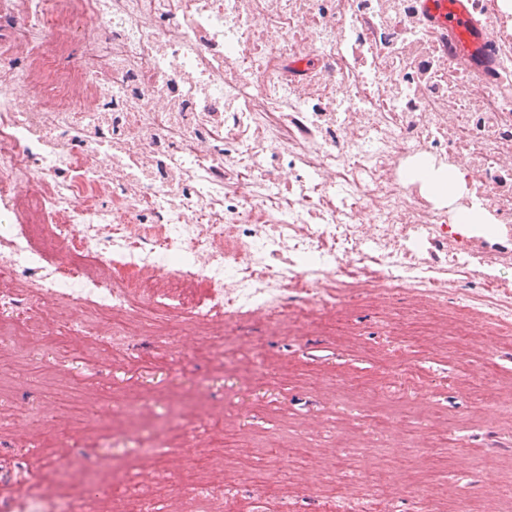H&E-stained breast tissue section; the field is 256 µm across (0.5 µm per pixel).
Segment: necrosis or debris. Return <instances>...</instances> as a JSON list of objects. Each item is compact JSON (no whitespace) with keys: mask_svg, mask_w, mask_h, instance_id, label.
<instances>
[{"mask_svg":"<svg viewBox=\"0 0 512 512\" xmlns=\"http://www.w3.org/2000/svg\"><path fill=\"white\" fill-rule=\"evenodd\" d=\"M412 14V0H362L358 8L351 0H16L14 11L0 13V26L10 29L14 53L28 64L0 75V194L10 195L24 222L0 251V280L23 273L27 281L0 295V306L34 308L47 298L61 312L86 308L88 334L113 340L117 317L149 309L152 281L138 277L148 271L174 290L201 282L212 288L210 298L181 303L173 314L179 329L259 314L276 321L292 296L302 301L301 319L327 321L344 295L323 288L311 270L275 273L258 242L274 234L288 238L301 211L317 206L324 228L304 245L318 248L329 237L330 257L351 259L364 239L356 209L328 200L341 184L354 186L358 209L378 226L373 242L381 271L374 291L395 296L435 287L434 270L398 260L389 227L438 236L448 213L402 200L392 162L446 140L475 155L469 184L500 214L512 215V195L493 191L486 166L490 160L512 165V100L476 80L462 91L459 74L439 53L431 57L426 83L412 80L381 98L384 74L412 69L407 46L429 37L411 23ZM264 28L279 31V39H261ZM349 30L369 55V74L357 72L341 49ZM73 38L86 49L65 57L63 77H54L53 64ZM231 40L247 52L229 56ZM310 44L324 69L311 76L308 95L283 62L302 58ZM16 84L33 88V96L15 95ZM314 98L332 111L372 112L376 119L352 128L322 125V111L310 106ZM296 112L308 113L324 138L299 143ZM417 112L426 125L416 124ZM228 120L256 126L278 147H297L299 163L316 176L308 192L293 198L270 188L261 147L242 145L225 157ZM104 153L116 174L110 182L96 169ZM105 194L112 198L107 207L99 203ZM149 215L166 231L125 235L126 225ZM228 224L252 227L229 249L223 244ZM61 244L67 261L48 267L46 255ZM183 247L193 263L161 270L159 256ZM229 264L243 273L231 285L224 282ZM93 265L111 267V278L95 277ZM272 277L281 282L274 294L262 286Z\"/></svg>","mask_w":512,"mask_h":512,"instance_id":"necrosis-or-debris-1","label":"necrosis or debris"}]
</instances>
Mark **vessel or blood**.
I'll list each match as a JSON object with an SVG mask.
<instances>
[{"mask_svg":"<svg viewBox=\"0 0 512 512\" xmlns=\"http://www.w3.org/2000/svg\"><path fill=\"white\" fill-rule=\"evenodd\" d=\"M414 15L419 26L447 34L448 61L466 62L464 80L494 79L497 64L490 50L493 34L477 0H415Z\"/></svg>","mask_w":512,"mask_h":512,"instance_id":"obj_1","label":"vessel or blood"}]
</instances>
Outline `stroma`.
<instances>
[{"label":"stroma","instance_id":"stroma-1","mask_svg":"<svg viewBox=\"0 0 512 512\" xmlns=\"http://www.w3.org/2000/svg\"><path fill=\"white\" fill-rule=\"evenodd\" d=\"M264 142L262 158L270 182L300 196L312 181L310 169L288 168V156L265 143L262 131L229 133V141ZM413 261L435 267L441 278L433 292H412L378 303L362 292L342 305L337 329H317L283 318L240 319L222 330L187 327L170 342V301L156 296L151 325L125 323L124 336L112 344L85 335V311L59 315L39 305L24 343L30 364L14 367L7 357L11 341L0 343L11 377L0 389V499L23 486L32 494H65L86 501L97 483L113 495L133 498L154 487L158 474L177 482L206 481L224 489V512H322L325 483L321 474L346 487L364 463L362 448L382 459L401 461L395 437L413 440L430 464L405 467L402 479L384 487L395 512H411L408 489L436 480L466 490L479 512H486L487 488L502 479L500 470L480 472L494 456L512 458V406L485 402L483 369L495 362L504 381L512 382V345L499 343L484 326L473 336H455V317L484 291V273L512 287V218L502 234L489 239L446 228V241L401 239ZM487 256L491 266L462 274L448 264L453 246ZM268 264L297 271L322 270V282L335 287L374 279L378 267L364 261L346 269L315 250L278 245ZM427 321L429 335L415 338L406 328ZM82 383L80 401L97 423L79 430L43 405L41 392ZM139 393L138 415H124L111 398ZM36 412L38 424L26 414ZM193 424V451H147L151 433L176 413ZM282 451V472L274 495L258 498L238 480L233 462L255 476L266 471L269 447ZM68 459L63 474L47 470L48 461Z\"/></svg>","mask_w":512,"mask_h":512}]
</instances>
